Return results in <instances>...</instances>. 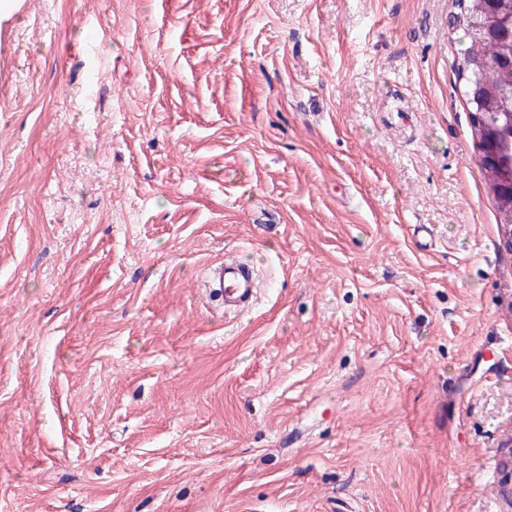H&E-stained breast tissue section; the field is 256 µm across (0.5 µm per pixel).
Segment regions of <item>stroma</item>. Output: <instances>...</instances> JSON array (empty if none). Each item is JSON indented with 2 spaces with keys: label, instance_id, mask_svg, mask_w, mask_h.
<instances>
[{
  "label": "stroma",
  "instance_id": "stroma-1",
  "mask_svg": "<svg viewBox=\"0 0 512 512\" xmlns=\"http://www.w3.org/2000/svg\"><path fill=\"white\" fill-rule=\"evenodd\" d=\"M461 12L0 27V512H512V246ZM227 255L259 282L235 317L204 286Z\"/></svg>",
  "mask_w": 512,
  "mask_h": 512
}]
</instances>
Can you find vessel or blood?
Wrapping results in <instances>:
<instances>
[{"label": "vessel or blood", "instance_id": "vessel-or-blood-1", "mask_svg": "<svg viewBox=\"0 0 512 512\" xmlns=\"http://www.w3.org/2000/svg\"><path fill=\"white\" fill-rule=\"evenodd\" d=\"M206 284L216 292L225 314L244 311L256 296L258 283L253 268L237 258H227L212 265Z\"/></svg>", "mask_w": 512, "mask_h": 512}]
</instances>
